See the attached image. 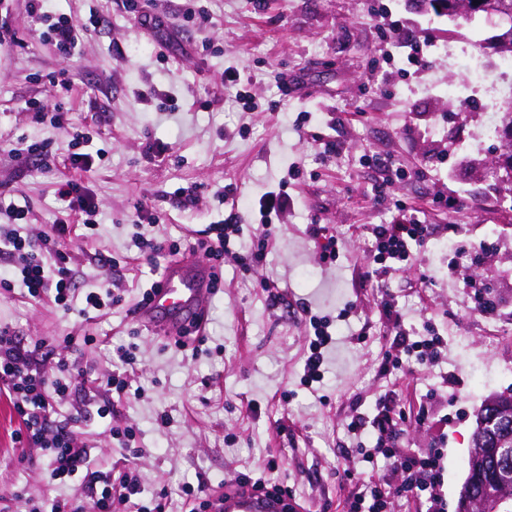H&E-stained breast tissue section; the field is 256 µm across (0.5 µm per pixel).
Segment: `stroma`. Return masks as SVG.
Instances as JSON below:
<instances>
[{"instance_id":"1","label":"stroma","mask_w":512,"mask_h":512,"mask_svg":"<svg viewBox=\"0 0 512 512\" xmlns=\"http://www.w3.org/2000/svg\"><path fill=\"white\" fill-rule=\"evenodd\" d=\"M143 2L162 19L154 29L136 25L122 0H55L56 13L78 22L99 17L80 52L67 57L43 29L31 28L25 0L0 6L16 34L0 37V194L30 205L36 230H49L59 217L56 189L68 174L72 131L85 132L97 156L84 179L99 226L69 245L78 286H125L120 304L87 321L64 316L49 298L0 289V325L21 343L44 341L48 365L69 358L80 389L111 372L118 346H134L140 397L115 404L109 418L88 411L75 431L97 469L136 470L144 506L188 512L186 486L202 482L219 495L225 481L242 475L282 486L312 512H341L346 456L357 446L347 425L393 391L402 404L428 409L430 419L447 417V434L414 425L404 444L442 452L447 512H457L479 408L512 395V185L492 167L499 142L484 136L490 103L463 83L458 53L465 42L480 43L487 62H497L486 45L493 28L479 18L436 15L417 0H200L211 16L200 25L184 22L170 0ZM412 46L428 68L404 66ZM230 70L248 79L260 103L254 114L234 103L225 85ZM145 94L172 97V109L145 105ZM42 103L59 104L70 126L38 118ZM31 144L48 145L54 164L13 156ZM150 144L162 154H147ZM384 156L406 172L386 191L369 164ZM291 169L299 175L287 189L288 221L274 226L258 271L224 267L205 342L182 349L139 324L134 308L167 259L127 265L133 235L176 240L207 229L224 217L217 191L255 203ZM188 186L197 187L199 201L183 210L174 193ZM442 197L456 199V209L441 207ZM401 203L432 226L421 263L369 280L364 227L399 219ZM139 205L154 223H135ZM315 223L340 240L333 265L321 264L307 232ZM425 273L432 283L422 281ZM265 277L284 289L283 304L271 306ZM488 288L498 307L482 313ZM388 294L404 328L429 327L447 340L437 366L388 363L394 332L380 313ZM305 305L333 316L353 309L337 325L313 390L300 383ZM163 411L173 417L166 428L155 421ZM16 426L0 394V496L10 512H28L34 501L48 510L88 500L80 480L52 479L41 450L17 447ZM117 426L136 430L141 455L113 437Z\"/></svg>"}]
</instances>
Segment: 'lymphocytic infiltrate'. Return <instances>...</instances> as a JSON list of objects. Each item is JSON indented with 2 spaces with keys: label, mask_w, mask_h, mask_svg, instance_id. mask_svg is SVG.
<instances>
[{
  "label": "lymphocytic infiltrate",
  "mask_w": 512,
  "mask_h": 512,
  "mask_svg": "<svg viewBox=\"0 0 512 512\" xmlns=\"http://www.w3.org/2000/svg\"><path fill=\"white\" fill-rule=\"evenodd\" d=\"M32 25L46 26L47 35L55 49L64 56L79 49L86 28L67 16L50 18L45 0H29ZM94 165L92 154L75 152L68 159L69 176L58 185L57 195L65 205L67 217L47 231L33 233L31 210L0 196V255L9 257L12 265L0 278V288H24L27 295L39 298L51 295L63 314L90 318L91 314L119 302L109 283H101L84 295H77V272L70 253L63 248L65 241L86 238L98 227V205L84 181V175ZM285 191L263 194L252 215L263 232L256 238L255 261H263L268 246L267 229L283 223L288 213ZM374 247L371 277L393 276L411 266L427 239L428 226L412 217L393 224H372L367 229ZM243 235V216L238 207L221 223L209 225L203 238L191 242L192 250L203 251L216 269L224 265H242L243 258L235 242ZM383 311L391 322L394 338L389 357L407 355L418 364L435 366L442 357L444 342L437 336L410 337L402 328L395 305L383 301ZM302 313L313 330L303 365L302 383L305 386L322 382L325 353L332 342L329 316L313 313L303 307ZM43 342L20 344L9 328H0V392H7L19 420L13 433L15 442L41 448L48 461L50 474L60 481L82 478L86 486H100L101 492L92 505L80 501L57 502L53 512H112L113 504L128 505L141 492L135 471L118 477L95 470L89 450L76 447L74 418H60L57 406L60 399L71 396L66 381L73 371L68 360L56 363L55 374L44 368ZM135 365L131 350L117 353V365L111 374L98 378L105 398L97 409L100 417L113 413V398H125L131 382L128 373ZM373 418L353 417L347 425L349 433L373 438L371 448L358 449L352 463L345 469L350 490L345 498L347 512H391L394 493L406 494L408 499L426 503L427 512H446L442 496L443 464L439 455L417 448L404 447L402 435L409 420L424 424L425 414L409 417L396 408L388 396L375 401Z\"/></svg>",
  "instance_id": "1"
}]
</instances>
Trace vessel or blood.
Returning <instances> with one entry per match:
<instances>
[{"label":"vessel or blood","instance_id":"obj_1","mask_svg":"<svg viewBox=\"0 0 512 512\" xmlns=\"http://www.w3.org/2000/svg\"><path fill=\"white\" fill-rule=\"evenodd\" d=\"M210 265L196 261H178L167 267L152 292L148 305L137 315L146 324L170 335L177 334L205 311L213 297ZM216 512H307L305 505L286 494L266 489L244 487L226 493Z\"/></svg>","mask_w":512,"mask_h":512}]
</instances>
